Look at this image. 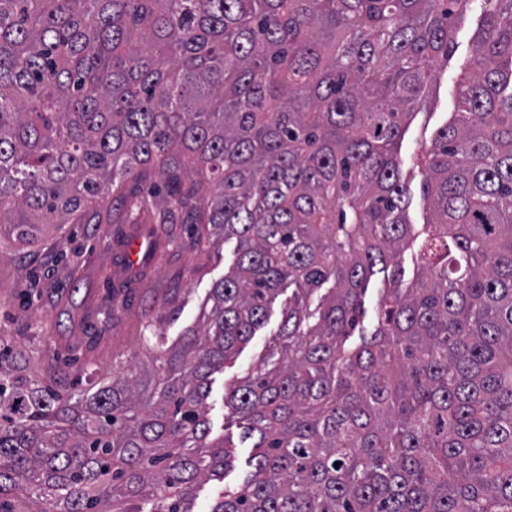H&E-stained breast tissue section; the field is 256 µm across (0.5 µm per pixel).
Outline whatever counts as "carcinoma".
<instances>
[{"label": "carcinoma", "instance_id": "obj_1", "mask_svg": "<svg viewBox=\"0 0 512 512\" xmlns=\"http://www.w3.org/2000/svg\"><path fill=\"white\" fill-rule=\"evenodd\" d=\"M469 3L0 0V245L152 170L147 265L173 224L236 240L202 325L171 345L144 326L150 371L90 362L62 389L0 342V512H194L233 465L207 441L211 376L287 290L226 386L253 452L209 512H512V0H483L459 112L421 150L419 233L399 156Z\"/></svg>", "mask_w": 512, "mask_h": 512}]
</instances>
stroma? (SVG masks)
<instances>
[{"label":"stroma","mask_w":512,"mask_h":512,"mask_svg":"<svg viewBox=\"0 0 512 512\" xmlns=\"http://www.w3.org/2000/svg\"><path fill=\"white\" fill-rule=\"evenodd\" d=\"M480 20V0H472L457 24L456 51L440 63L438 81L425 107L409 122L401 144L402 178L409 189L406 214L418 227L429 221L430 213L420 190L424 173L416 164L417 155L455 116L457 84L470 69L472 37ZM151 190V183L128 181L125 200L107 201L91 222L47 231L32 247H7L5 259H0V336L25 345L35 366L54 371L64 385L83 380L79 366L88 337L100 339L95 359L105 372L111 371L113 361L129 359L137 351L143 320L162 318L168 341L178 340L186 327L197 323L208 291L233 262L234 241L217 249L197 246L195 225L179 224L165 260L146 277L128 280L120 298H112L108 281L119 266L116 240L129 230L128 203L150 197ZM281 309V303H274L267 325L213 376L208 398L211 435H230L236 445L235 461L223 481L199 488L197 512H207L224 488L240 486L249 472L246 461L251 451L240 445L241 429L224 426L225 386L259 363L278 327Z\"/></svg>","instance_id":"1"}]
</instances>
